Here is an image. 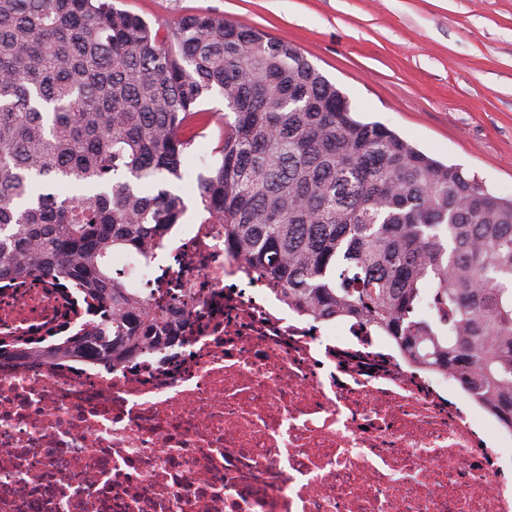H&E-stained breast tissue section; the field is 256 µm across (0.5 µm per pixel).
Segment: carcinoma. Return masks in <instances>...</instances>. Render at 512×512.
<instances>
[{"label": "carcinoma", "mask_w": 512, "mask_h": 512, "mask_svg": "<svg viewBox=\"0 0 512 512\" xmlns=\"http://www.w3.org/2000/svg\"><path fill=\"white\" fill-rule=\"evenodd\" d=\"M216 159L186 157L207 134ZM297 48L214 13L154 27L112 0H0V277L80 281L109 319L80 340L115 361L171 340L112 257L163 252L195 176L243 270L320 319L356 317L459 374L512 418V198L336 111ZM220 126H221V123H218L217 121H215L214 125H212V127L209 131L208 137L204 140H200L199 142H197L194 145L191 153L188 155V157L186 159V165L188 168L193 169V170L196 168V166L198 164L199 155L202 153H207L208 159H210L212 148L215 146V144L218 140ZM211 160H212V157H211Z\"/></svg>", "instance_id": "1"}]
</instances>
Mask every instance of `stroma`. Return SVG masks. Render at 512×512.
<instances>
[{
	"mask_svg": "<svg viewBox=\"0 0 512 512\" xmlns=\"http://www.w3.org/2000/svg\"><path fill=\"white\" fill-rule=\"evenodd\" d=\"M150 24L209 12L288 41L432 158L512 196V0H118Z\"/></svg>",
	"mask_w": 512,
	"mask_h": 512,
	"instance_id": "1",
	"label": "stroma"
}]
</instances>
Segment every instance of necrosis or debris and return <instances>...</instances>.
Masks as SVG:
<instances>
[{"instance_id": "necrosis-or-debris-1", "label": "necrosis or debris", "mask_w": 512, "mask_h": 512, "mask_svg": "<svg viewBox=\"0 0 512 512\" xmlns=\"http://www.w3.org/2000/svg\"><path fill=\"white\" fill-rule=\"evenodd\" d=\"M132 290L173 344L75 352L76 280L0 289V512H512V421L358 319L320 322L189 224Z\"/></svg>"}]
</instances>
